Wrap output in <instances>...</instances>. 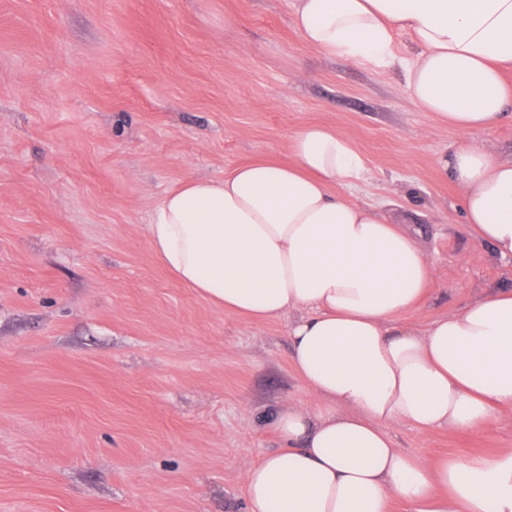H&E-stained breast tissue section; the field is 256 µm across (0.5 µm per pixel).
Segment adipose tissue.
Returning a JSON list of instances; mask_svg holds the SVG:
<instances>
[{
  "mask_svg": "<svg viewBox=\"0 0 512 512\" xmlns=\"http://www.w3.org/2000/svg\"><path fill=\"white\" fill-rule=\"evenodd\" d=\"M302 40L354 65L400 67L423 111L459 132L512 118V0H291ZM415 47L395 54L398 36ZM288 163L260 159L221 179L189 177L147 226L174 279L248 320L291 316V363L311 401L282 406L276 452L247 471L245 512H387L391 499L432 512H512V452L422 463L391 426L471 430L512 410V287L424 328L400 322L423 298L431 257L413 236L337 185L363 178L351 140L308 125ZM443 174L462 222L512 260V160L453 144Z\"/></svg>",
  "mask_w": 512,
  "mask_h": 512,
  "instance_id": "1",
  "label": "adipose tissue"
}]
</instances>
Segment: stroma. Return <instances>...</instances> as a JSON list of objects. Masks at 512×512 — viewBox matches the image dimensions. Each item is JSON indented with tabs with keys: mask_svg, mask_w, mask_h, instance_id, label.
Here are the masks:
<instances>
[{
	"mask_svg": "<svg viewBox=\"0 0 512 512\" xmlns=\"http://www.w3.org/2000/svg\"><path fill=\"white\" fill-rule=\"evenodd\" d=\"M313 123L366 160L345 195L432 258L401 322L512 287L438 169L459 133L398 72L303 43L290 0H0V512H244L274 412L310 399L288 320L211 305L156 261L147 226L184 178L288 161ZM391 434L434 464L512 450V416Z\"/></svg>",
	"mask_w": 512,
	"mask_h": 512,
	"instance_id": "obj_1",
	"label": "stroma"
}]
</instances>
